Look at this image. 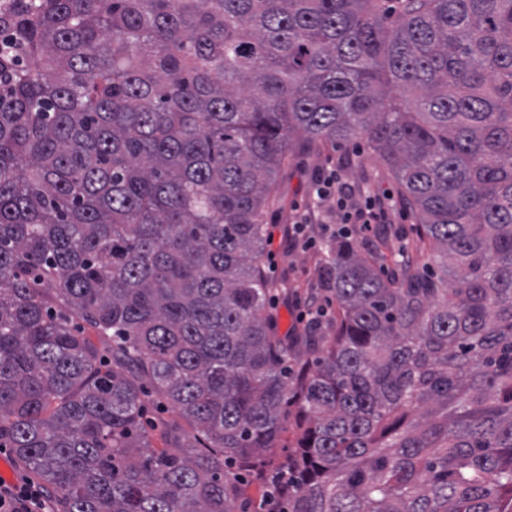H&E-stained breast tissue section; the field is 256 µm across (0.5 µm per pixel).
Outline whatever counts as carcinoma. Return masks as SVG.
Here are the masks:
<instances>
[{
  "mask_svg": "<svg viewBox=\"0 0 512 512\" xmlns=\"http://www.w3.org/2000/svg\"><path fill=\"white\" fill-rule=\"evenodd\" d=\"M12 2L0 447L64 512H512V0ZM354 139L427 265L342 240L279 336L277 175Z\"/></svg>",
  "mask_w": 512,
  "mask_h": 512,
  "instance_id": "carcinoma-1",
  "label": "carcinoma"
}]
</instances>
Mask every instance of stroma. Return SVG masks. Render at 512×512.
I'll return each instance as SVG.
<instances>
[{"instance_id": "obj_1", "label": "stroma", "mask_w": 512, "mask_h": 512, "mask_svg": "<svg viewBox=\"0 0 512 512\" xmlns=\"http://www.w3.org/2000/svg\"><path fill=\"white\" fill-rule=\"evenodd\" d=\"M338 170L350 185L355 197L351 208L363 207L367 196L389 194L385 205L386 231L369 237L352 234V244L374 259L386 272H399L401 265L420 266L424 258L418 251L415 238L416 219L405 211L399 200L398 186L381 157L365 142L353 140L336 145H320L297 155L278 176L277 198L269 208L266 222L270 238L262 258L263 268L284 296L276 300L273 313L277 318V333L285 335L299 330V309L311 296L327 299V279L323 259L327 253L323 225L312 222L307 235L315 245L310 249L291 247L287 228L299 222L312 192V180L317 173Z\"/></svg>"}]
</instances>
